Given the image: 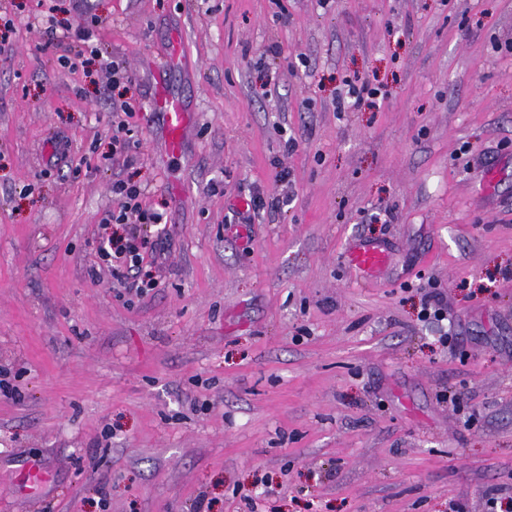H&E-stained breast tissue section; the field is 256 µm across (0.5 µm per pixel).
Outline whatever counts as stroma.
<instances>
[{
    "label": "stroma",
    "mask_w": 512,
    "mask_h": 512,
    "mask_svg": "<svg viewBox=\"0 0 512 512\" xmlns=\"http://www.w3.org/2000/svg\"><path fill=\"white\" fill-rule=\"evenodd\" d=\"M52 3L73 8L0 0V512L512 495V0H89L120 88L59 64ZM356 77L374 105L337 111ZM162 89L193 114L177 154L140 115ZM127 178L168 216L143 296L97 254ZM355 243L388 268L351 266ZM433 292L441 322L420 317ZM28 466L50 477L35 498ZM122 112L112 111V159L116 156H124L127 150V142L123 133L130 131L129 122L124 118H131L135 112L130 103L125 102L121 108ZM124 114V116L122 115Z\"/></svg>",
    "instance_id": "stroma-1"
}]
</instances>
